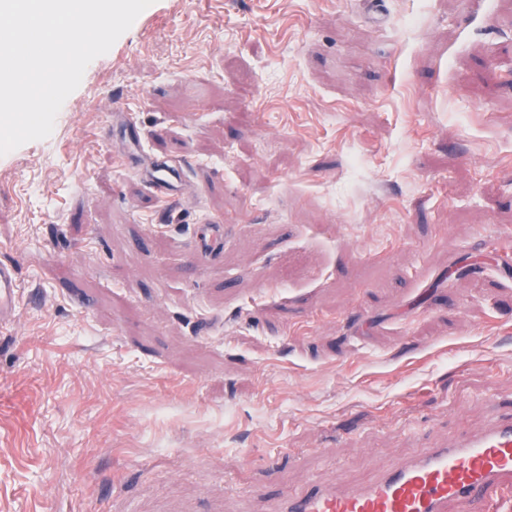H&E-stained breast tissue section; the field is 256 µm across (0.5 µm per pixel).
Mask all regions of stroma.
<instances>
[{"label":"stroma","instance_id":"35a3bbf8","mask_svg":"<svg viewBox=\"0 0 512 512\" xmlns=\"http://www.w3.org/2000/svg\"><path fill=\"white\" fill-rule=\"evenodd\" d=\"M506 252L512 0H154L0 156V512H265L481 427ZM146 175L160 196H174V188L179 181V168L171 158L156 159L146 170ZM20 282L15 264L0 261V327L11 323L20 303Z\"/></svg>","mask_w":512,"mask_h":512}]
</instances>
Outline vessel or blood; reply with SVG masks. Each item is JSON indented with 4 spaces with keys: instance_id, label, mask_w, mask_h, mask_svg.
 Wrapping results in <instances>:
<instances>
[{
    "instance_id": "1",
    "label": "vessel or blood",
    "mask_w": 512,
    "mask_h": 512,
    "mask_svg": "<svg viewBox=\"0 0 512 512\" xmlns=\"http://www.w3.org/2000/svg\"><path fill=\"white\" fill-rule=\"evenodd\" d=\"M160 196L169 198L179 181L171 158L146 171ZM15 264L0 261V327L11 323L20 303ZM512 512V408L495 410L479 429L461 430L449 444L423 449L380 470L365 484L337 491L312 482L280 495L267 512Z\"/></svg>"
}]
</instances>
